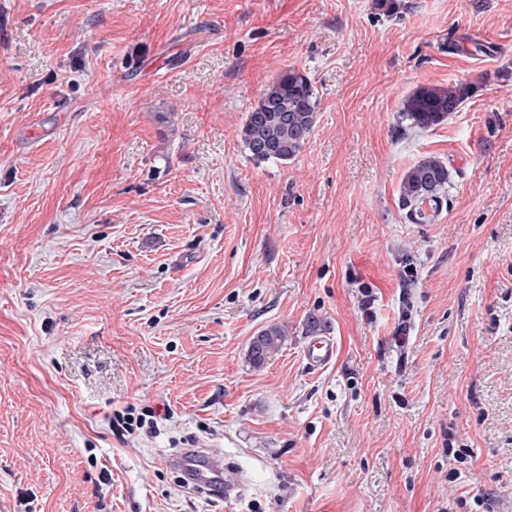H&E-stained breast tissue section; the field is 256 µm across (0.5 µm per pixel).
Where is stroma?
I'll list each match as a JSON object with an SVG mask.
<instances>
[{
    "mask_svg": "<svg viewBox=\"0 0 512 512\" xmlns=\"http://www.w3.org/2000/svg\"><path fill=\"white\" fill-rule=\"evenodd\" d=\"M395 2L0 0V512H512V0ZM291 68L316 126L254 161L245 115ZM460 81L443 124L403 119ZM429 156L448 204L413 224ZM131 404L156 436L113 434ZM194 445L239 496L180 487ZM477 89L469 81L452 86L419 88L403 104V116L419 129L442 124L453 112H458ZM450 172L438 158L429 157L417 162L405 174L400 188V205L406 211L407 218L416 224L433 221V215L439 214L448 201ZM317 325L313 323V333L317 332ZM337 345L334 336L327 332H318L309 336L304 350L306 366L313 371H320L336 359ZM285 330L279 325L264 328L255 338L251 347L250 358L254 365L259 366L267 353L276 350L284 340ZM447 436L448 438L445 439V446H447L448 448H445V450L448 453V456H452L453 458V463H451V459H449V468L447 476L448 482L450 484L455 483L459 479V476L461 475V469L457 467V465L454 463L464 465L467 463L468 459L471 458V455L469 454L468 448H454V435L452 433L448 432Z\"/></svg>",
    "mask_w": 512,
    "mask_h": 512,
    "instance_id": "1",
    "label": "stroma"
}]
</instances>
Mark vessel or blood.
Wrapping results in <instances>:
<instances>
[{
	"mask_svg": "<svg viewBox=\"0 0 512 512\" xmlns=\"http://www.w3.org/2000/svg\"><path fill=\"white\" fill-rule=\"evenodd\" d=\"M337 345L333 336L326 332L312 334L305 346L304 361L313 371H319L336 359ZM187 478L191 488L204 489L209 494L231 497L242 486L239 475L224 466L222 456L202 448H188L169 460Z\"/></svg>",
	"mask_w": 512,
	"mask_h": 512,
	"instance_id": "1",
	"label": "vessel or blood"
}]
</instances>
